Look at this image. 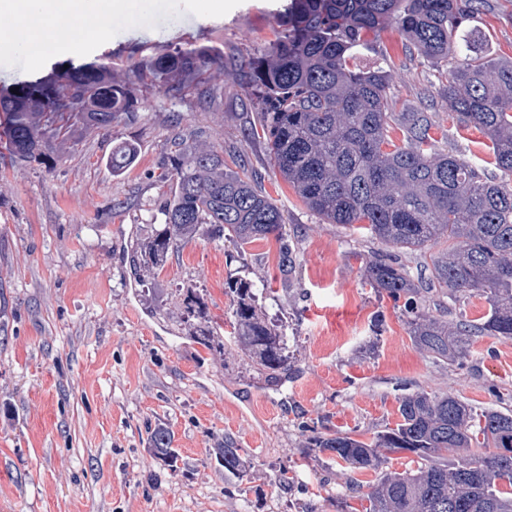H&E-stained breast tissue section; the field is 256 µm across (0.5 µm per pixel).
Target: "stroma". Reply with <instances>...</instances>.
Listing matches in <instances>:
<instances>
[{
	"instance_id": "35a3bbf8",
	"label": "stroma",
	"mask_w": 512,
	"mask_h": 512,
	"mask_svg": "<svg viewBox=\"0 0 512 512\" xmlns=\"http://www.w3.org/2000/svg\"><path fill=\"white\" fill-rule=\"evenodd\" d=\"M285 4L232 0L215 15L204 0H137L134 21L65 33L36 63L0 49V86L107 52L127 75L178 43L245 56L273 39ZM474 25L493 57L512 60V0H489ZM378 42L394 75L392 139H402L401 112L424 104L437 149L495 174L486 138L448 105L446 71L406 55L396 26ZM256 122L228 75L213 106L139 90L133 116L55 150L51 166L0 160V512H365L380 472H354L306 449L307 428L371 441L395 427L406 390L512 413V341L479 336L463 364L435 360L414 345L401 310L364 279L369 259L391 255L426 280L448 239L410 251L356 224L324 223L283 181L263 142L245 141ZM182 129L222 148L228 169L244 168L275 200L294 250L292 275L279 267L275 240L239 251L205 235L154 273L135 267L138 242L162 221L167 186L158 176ZM125 143L136 160L116 175L105 159ZM235 279L263 286L258 304L288 336V377L268 380L241 350L227 291ZM425 309L471 321L488 305L448 294L431 296ZM202 325L220 337L223 356L194 341ZM159 424L173 435L176 465L148 446ZM228 439L243 450V479L225 477L217 460Z\"/></svg>"
}]
</instances>
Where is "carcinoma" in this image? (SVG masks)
Listing matches in <instances>:
<instances>
[{"mask_svg":"<svg viewBox=\"0 0 512 512\" xmlns=\"http://www.w3.org/2000/svg\"><path fill=\"white\" fill-rule=\"evenodd\" d=\"M485 0H291L278 16L275 39L239 59L210 45L191 44L149 57L133 76L118 74L112 55L67 59L31 80L0 90V155L15 165H49L54 145L73 147L85 134L108 132L131 114L140 86L172 97L193 93L214 101L213 86L232 70L259 112L246 141L262 139L281 177L328 224H363L401 249H421L443 236L450 252L432 263V280L454 296L474 292L489 305L477 325L448 322L422 311V289L405 266L378 257L368 283L403 302L410 336L437 360L455 364L479 333L512 340V61L493 62L468 26ZM395 23L408 46L435 67L463 56L448 73L446 97L457 119L490 142L498 173L487 177L468 160L434 149L432 122L422 108L402 113L404 143L388 135L392 107L384 62L357 64L376 52L367 36ZM164 163L172 183L161 214L139 245V267L161 268L196 236L224 239L238 249L274 237L282 271L293 250L284 215L254 179L224 168V150L179 131ZM128 144L106 159L121 173L134 161ZM234 330L244 354L271 379L288 375L284 334L256 305L251 282L229 284ZM395 427L366 443L346 433L313 432L306 447L329 452L352 470L382 467L378 449L408 452L417 468L386 473L368 495V512H512V415L477 411L452 395L403 396ZM148 443L177 462L169 429L149 431ZM457 452L449 462L448 449ZM224 471L245 472L241 449H218Z\"/></svg>","mask_w":512,"mask_h":512,"instance_id":"1","label":"carcinoma"}]
</instances>
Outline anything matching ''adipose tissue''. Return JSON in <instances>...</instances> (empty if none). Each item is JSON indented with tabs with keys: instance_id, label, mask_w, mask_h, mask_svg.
I'll use <instances>...</instances> for the list:
<instances>
[{
	"instance_id": "adipose-tissue-1",
	"label": "adipose tissue",
	"mask_w": 512,
	"mask_h": 512,
	"mask_svg": "<svg viewBox=\"0 0 512 512\" xmlns=\"http://www.w3.org/2000/svg\"><path fill=\"white\" fill-rule=\"evenodd\" d=\"M100 11V0H0V46L55 40L59 21L82 28Z\"/></svg>"
}]
</instances>
